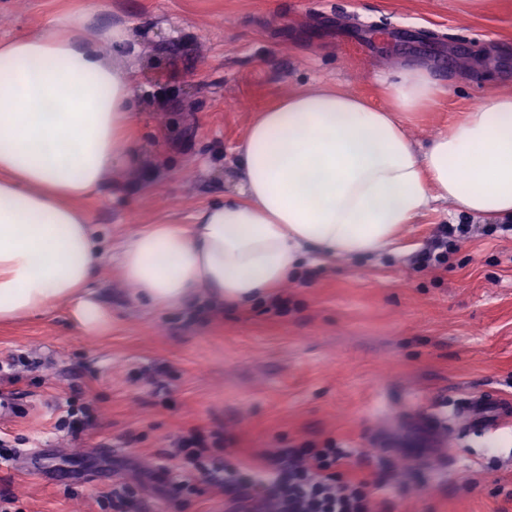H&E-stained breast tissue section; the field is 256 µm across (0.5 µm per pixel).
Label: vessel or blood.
Here are the masks:
<instances>
[{
  "instance_id": "vessel-or-blood-1",
  "label": "vessel or blood",
  "mask_w": 512,
  "mask_h": 512,
  "mask_svg": "<svg viewBox=\"0 0 512 512\" xmlns=\"http://www.w3.org/2000/svg\"><path fill=\"white\" fill-rule=\"evenodd\" d=\"M462 423L466 433L482 436L512 425V408L495 392L485 391L466 398L449 413L447 418H435L433 427Z\"/></svg>"
}]
</instances>
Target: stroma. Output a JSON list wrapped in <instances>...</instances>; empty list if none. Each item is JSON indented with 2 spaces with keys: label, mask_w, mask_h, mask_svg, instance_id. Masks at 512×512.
I'll return each instance as SVG.
<instances>
[{
  "label": "stroma",
  "mask_w": 512,
  "mask_h": 512,
  "mask_svg": "<svg viewBox=\"0 0 512 512\" xmlns=\"http://www.w3.org/2000/svg\"><path fill=\"white\" fill-rule=\"evenodd\" d=\"M90 0H0V40L25 36ZM91 34L129 25L143 77L132 143L138 167L123 187L83 201L105 258L89 288L110 312L84 332L62 304L0 323V396L23 412L0 422L17 450L0 467L12 512H228L203 487L166 504L150 470L191 428L224 433L221 457L257 467L273 449L336 441L348 472L370 480L377 512H512V427L443 434L430 447L424 412L498 390L512 400V233L440 202L364 260L309 262L247 306L195 301L157 308L116 258L154 224H191L205 206L240 199L237 151L251 123L282 97L319 83L381 106L380 77L424 66L448 92L397 118L425 150L464 111L512 92V0H102ZM442 224L470 233L438 267L415 254ZM87 411L80 434L57 429ZM424 448L420 461L403 456Z\"/></svg>",
  "instance_id": "35a3bbf8"
}]
</instances>
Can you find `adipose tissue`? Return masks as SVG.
<instances>
[{
  "label": "adipose tissue",
  "instance_id": "adipose-tissue-1",
  "mask_svg": "<svg viewBox=\"0 0 512 512\" xmlns=\"http://www.w3.org/2000/svg\"><path fill=\"white\" fill-rule=\"evenodd\" d=\"M94 12L0 41V322L76 302L89 334L109 316L85 291L102 256L79 203L132 169L128 130L137 72L107 64L128 28L89 38ZM390 105L318 84L283 97L251 125L238 156L243 197L204 208L195 224H157L123 250L140 295L173 307L207 290L250 301L299 273L306 257L372 256L404 225L445 201L512 219V94L489 96L417 151L398 112L444 92L424 67L387 80Z\"/></svg>",
  "mask_w": 512,
  "mask_h": 512
}]
</instances>
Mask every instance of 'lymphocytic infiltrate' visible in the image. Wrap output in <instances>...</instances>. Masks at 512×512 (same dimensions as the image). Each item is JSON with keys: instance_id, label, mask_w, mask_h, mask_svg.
<instances>
[{"instance_id": "lymphocytic-infiltrate-1", "label": "lymphocytic infiltrate", "mask_w": 512, "mask_h": 512, "mask_svg": "<svg viewBox=\"0 0 512 512\" xmlns=\"http://www.w3.org/2000/svg\"><path fill=\"white\" fill-rule=\"evenodd\" d=\"M221 432L191 429L175 441V466H160L156 479L172 498L191 493L195 478L223 490L232 512H373L372 493L339 467L349 454L341 448L302 445L267 454L263 468L243 470L218 463L213 452Z\"/></svg>"}]
</instances>
